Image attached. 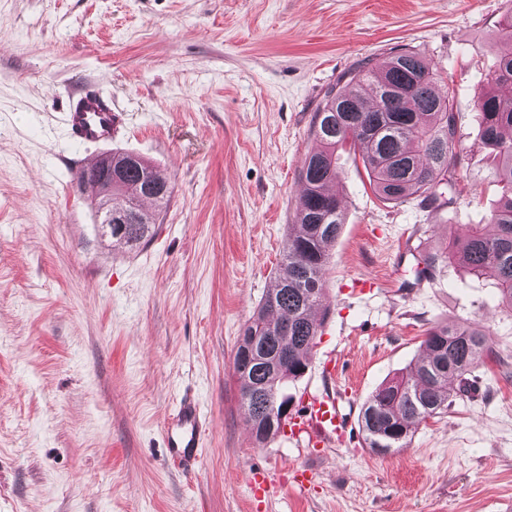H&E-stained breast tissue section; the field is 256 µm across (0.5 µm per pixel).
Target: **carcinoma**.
Returning <instances> with one entry per match:
<instances>
[{
    "label": "carcinoma",
    "mask_w": 512,
    "mask_h": 512,
    "mask_svg": "<svg viewBox=\"0 0 512 512\" xmlns=\"http://www.w3.org/2000/svg\"><path fill=\"white\" fill-rule=\"evenodd\" d=\"M497 64L486 76L488 90L478 102L481 136L494 153L500 198L489 223L472 224L443 249L416 251L414 274L429 278L440 262L465 267L490 281L498 304L512 309V12L499 24ZM424 57L412 48L392 52L376 70L361 66L348 83L328 90L315 112V146L305 156L300 179L304 193L288 225L283 268L252 318L245 324L233 360V375L255 444L282 429L281 411L292 401L288 384L303 377L318 336L313 313L325 306L324 273L329 252L344 224L341 200L332 190L340 176L337 152L348 148L361 158L373 191L384 201L415 196L433 211L460 199L457 171L461 135L450 90ZM112 184V214L128 217L112 231V244L134 249L168 204L173 185L155 166L130 155ZM101 206L104 184L96 168L81 174ZM490 332L470 323H436L423 341L425 356L381 384L362 405L359 425L366 447L388 454L407 447L419 425L448 412L456 394L472 388L475 370L493 351Z\"/></svg>",
    "instance_id": "carcinoma-1"
}]
</instances>
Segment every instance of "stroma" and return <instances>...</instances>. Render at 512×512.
Masks as SVG:
<instances>
[{"label":"stroma","mask_w":512,"mask_h":512,"mask_svg":"<svg viewBox=\"0 0 512 512\" xmlns=\"http://www.w3.org/2000/svg\"><path fill=\"white\" fill-rule=\"evenodd\" d=\"M512 0H0V512H502L512 502V311L440 264L415 281L402 241L431 250L487 223L499 188L476 99ZM411 47L454 92L458 204L382 201L338 160L345 223L316 344L289 389L337 396L346 441L252 443L233 376L238 338L279 273L314 114L358 64ZM110 94L112 148L168 175L149 240L102 236L79 184L73 94ZM489 327L476 393L407 448H366L358 414L418 359L438 322ZM192 395L209 430L193 473L163 425ZM311 470L299 486L297 470Z\"/></svg>","instance_id":"35a3bbf8"}]
</instances>
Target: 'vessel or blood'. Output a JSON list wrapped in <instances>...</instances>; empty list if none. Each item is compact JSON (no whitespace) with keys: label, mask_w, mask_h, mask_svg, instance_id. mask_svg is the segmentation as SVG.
I'll return each instance as SVG.
<instances>
[{"label":"vessel or blood","mask_w":512,"mask_h":512,"mask_svg":"<svg viewBox=\"0 0 512 512\" xmlns=\"http://www.w3.org/2000/svg\"><path fill=\"white\" fill-rule=\"evenodd\" d=\"M63 122L67 136L75 143L107 146L123 124L124 116L113 110L111 97L88 90L70 104ZM287 428L292 439L305 438L313 446L327 447L345 436L347 422L336 398L310 395L302 412L289 418ZM206 433V421L197 403L191 397H184L164 430L169 456L183 471L195 467Z\"/></svg>","instance_id":"b4317fda"}]
</instances>
